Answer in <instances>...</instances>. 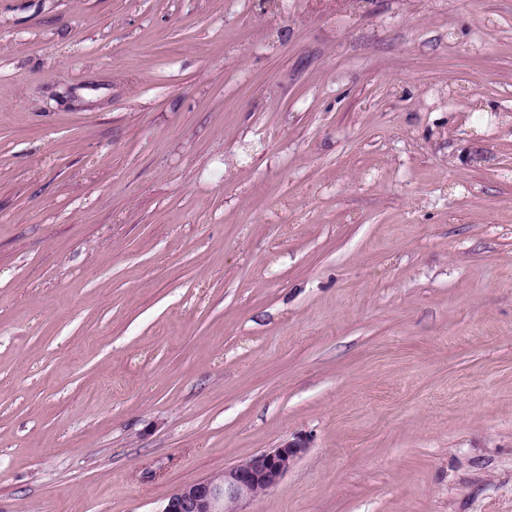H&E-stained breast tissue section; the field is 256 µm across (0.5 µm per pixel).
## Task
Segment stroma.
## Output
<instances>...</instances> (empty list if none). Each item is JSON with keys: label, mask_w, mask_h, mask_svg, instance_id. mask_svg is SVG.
<instances>
[{"label": "stroma", "mask_w": 512, "mask_h": 512, "mask_svg": "<svg viewBox=\"0 0 512 512\" xmlns=\"http://www.w3.org/2000/svg\"><path fill=\"white\" fill-rule=\"evenodd\" d=\"M512 512V0H0V512ZM285 442L224 468V472L178 488L160 512H246L242 505L276 487L306 450Z\"/></svg>", "instance_id": "stroma-1"}]
</instances>
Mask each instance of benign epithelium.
Segmentation results:
<instances>
[{
    "instance_id": "1",
    "label": "benign epithelium",
    "mask_w": 512,
    "mask_h": 512,
    "mask_svg": "<svg viewBox=\"0 0 512 512\" xmlns=\"http://www.w3.org/2000/svg\"><path fill=\"white\" fill-rule=\"evenodd\" d=\"M305 450L301 441L263 450L220 474L178 488L159 512H245L242 505L276 487Z\"/></svg>"
}]
</instances>
